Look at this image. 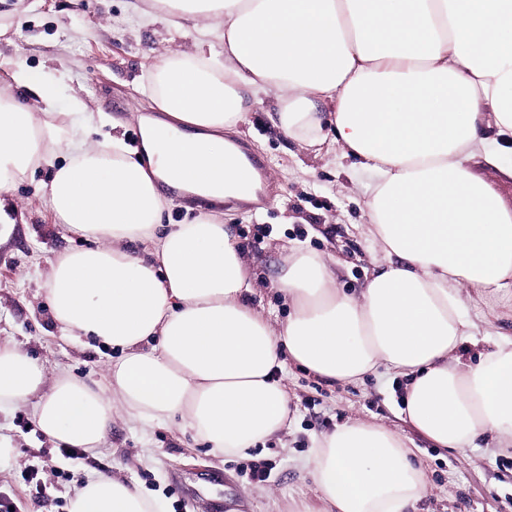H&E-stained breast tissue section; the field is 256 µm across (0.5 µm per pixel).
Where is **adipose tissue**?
I'll list each match as a JSON object with an SVG mask.
<instances>
[{
	"mask_svg": "<svg viewBox=\"0 0 512 512\" xmlns=\"http://www.w3.org/2000/svg\"><path fill=\"white\" fill-rule=\"evenodd\" d=\"M191 53L159 55L140 116L141 148L95 139L105 115L80 99L57 109L41 70L16 61L0 93V195L50 167L55 223L87 239L59 253L46 284L63 336L117 353L105 382L0 345V410L31 406L43 434L99 448L114 408L140 425L180 419L231 457L283 429L293 362L335 384L384 369L403 376V414L437 447L512 445V336L490 334L476 360L463 293L512 289V208L470 170L512 153V0H155ZM224 45L212 51V39ZM270 120L322 144L376 181L366 201L381 259L358 291L320 258L289 261L276 287L290 308L274 326L252 305L254 277L230 227L210 211L168 224L165 188L214 204L254 197L258 179L224 137L260 93ZM329 512H409L428 493L408 440L355 420L307 457ZM69 512H158L121 479H89Z\"/></svg>",
	"mask_w": 512,
	"mask_h": 512,
	"instance_id": "adipose-tissue-1",
	"label": "adipose tissue"
}]
</instances>
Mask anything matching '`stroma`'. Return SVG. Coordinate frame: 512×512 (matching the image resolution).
<instances>
[{
    "label": "stroma",
    "instance_id": "1",
    "mask_svg": "<svg viewBox=\"0 0 512 512\" xmlns=\"http://www.w3.org/2000/svg\"><path fill=\"white\" fill-rule=\"evenodd\" d=\"M152 0H0V78L17 59L44 69L59 86V109L80 98L88 111L110 117L128 150L139 116L151 113L142 90L155 56L193 41L153 14ZM244 121L227 129L262 161L277 191L258 204L224 205L258 289L251 297L272 319L288 307L273 282L292 251L328 262L337 287L355 290L373 268L364 202L369 173L341 159L332 142L306 147L284 137L269 119L277 91ZM49 168L37 170L0 197V344L21 347L49 372L104 379L111 349L62 336L46 300L50 261L83 247L84 239L54 223L45 200ZM476 335L512 336V294L464 296ZM291 397L284 431L235 457L210 452L190 431L172 423L150 429L117 417L101 448L63 457L41 432L31 411L0 412V498L17 512H68L76 488L101 474L122 478L159 506V512H320L322 503L305 465L314 442L336 425L367 420L398 431L417 448L429 483L416 512H512V447L487 437L479 447L450 453L436 448L405 420L403 378L369 374L331 384L286 364L281 375ZM270 467L266 481L245 475L247 463ZM36 472L38 485L24 480Z\"/></svg>",
    "mask_w": 512,
    "mask_h": 512
}]
</instances>
